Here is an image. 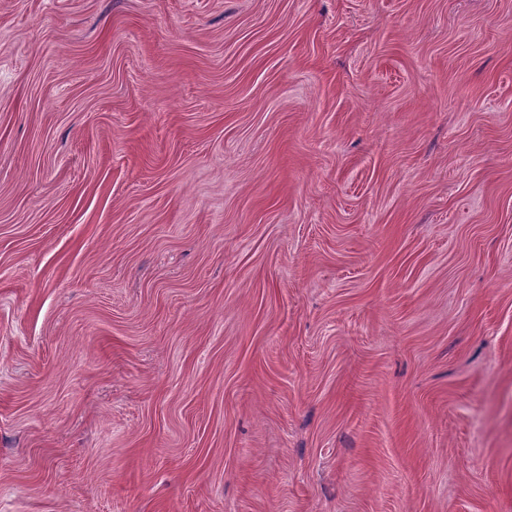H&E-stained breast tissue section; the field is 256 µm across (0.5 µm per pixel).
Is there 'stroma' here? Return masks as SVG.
Wrapping results in <instances>:
<instances>
[{"mask_svg": "<svg viewBox=\"0 0 512 512\" xmlns=\"http://www.w3.org/2000/svg\"><path fill=\"white\" fill-rule=\"evenodd\" d=\"M0 512H512V0H0Z\"/></svg>", "mask_w": 512, "mask_h": 512, "instance_id": "stroma-1", "label": "stroma"}]
</instances>
